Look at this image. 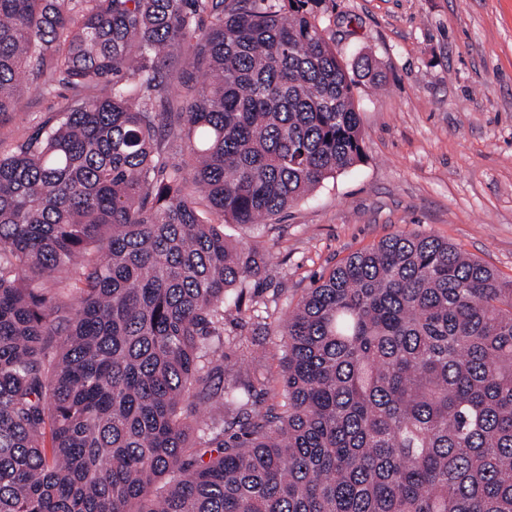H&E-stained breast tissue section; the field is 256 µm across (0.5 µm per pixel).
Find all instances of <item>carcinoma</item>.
Here are the masks:
<instances>
[{"label": "carcinoma", "mask_w": 512, "mask_h": 512, "mask_svg": "<svg viewBox=\"0 0 512 512\" xmlns=\"http://www.w3.org/2000/svg\"><path fill=\"white\" fill-rule=\"evenodd\" d=\"M316 2L0 0V114L73 91L0 151V512H512V280L447 241L321 276L272 403L226 373L269 254L224 223L364 157Z\"/></svg>", "instance_id": "cac0c4a2"}]
</instances>
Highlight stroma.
Wrapping results in <instances>:
<instances>
[{
  "label": "stroma",
  "mask_w": 512,
  "mask_h": 512,
  "mask_svg": "<svg viewBox=\"0 0 512 512\" xmlns=\"http://www.w3.org/2000/svg\"><path fill=\"white\" fill-rule=\"evenodd\" d=\"M327 36L356 80L365 157L325 179L263 230L224 227L231 244L261 241L272 259L247 282L224 326L253 342L225 365L278 378V325L349 254L400 232L430 235L512 279V0H322ZM377 60L376 89L355 64ZM60 85L0 116V149L29 137L70 97Z\"/></svg>",
  "instance_id": "1"
}]
</instances>
